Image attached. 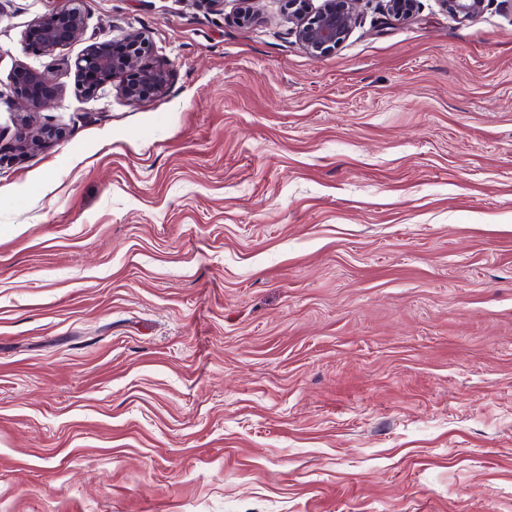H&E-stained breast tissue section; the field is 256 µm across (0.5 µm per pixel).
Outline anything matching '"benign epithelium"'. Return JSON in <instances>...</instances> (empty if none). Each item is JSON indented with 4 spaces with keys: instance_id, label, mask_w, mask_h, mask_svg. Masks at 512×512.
Masks as SVG:
<instances>
[{
    "instance_id": "7a95c632",
    "label": "benign epithelium",
    "mask_w": 512,
    "mask_h": 512,
    "mask_svg": "<svg viewBox=\"0 0 512 512\" xmlns=\"http://www.w3.org/2000/svg\"><path fill=\"white\" fill-rule=\"evenodd\" d=\"M68 5L40 17L28 32L31 48L42 54H52L81 37L87 29L82 0H67ZM417 0H385L387 15L395 21H408L416 14ZM355 0H283L284 9L295 24L294 33L301 45L312 55L320 56L335 50L348 37L356 23ZM455 17L468 20L483 9L484 0H441ZM75 71L84 92L95 97L105 87L120 79L118 93L137 100L149 94L161 95L167 87L169 72L155 59L154 46L148 36L139 31L123 34L110 42L92 43L74 62ZM0 91V98L5 96ZM60 92L55 90L52 77L24 62L15 65L6 96L14 99L21 123L10 145L0 143V152L25 153L38 150L65 134L59 126L33 127L31 118L59 104Z\"/></svg>"
}]
</instances>
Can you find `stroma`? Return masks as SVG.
<instances>
[{"instance_id":"35a3bbf8","label":"stroma","mask_w":512,"mask_h":512,"mask_svg":"<svg viewBox=\"0 0 512 512\" xmlns=\"http://www.w3.org/2000/svg\"><path fill=\"white\" fill-rule=\"evenodd\" d=\"M66 4L0 0L67 129L0 162V512H512V0L322 56L282 0H85L32 52ZM133 30L167 92L86 98ZM82 1L67 0L65 8L40 17L28 32L31 48L42 54H52L80 38L87 29Z\"/></svg>"}]
</instances>
